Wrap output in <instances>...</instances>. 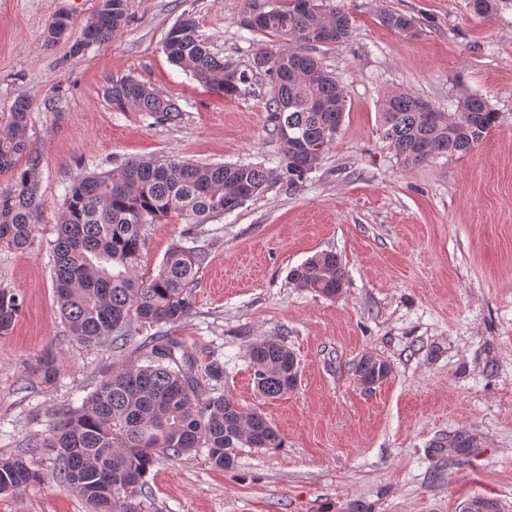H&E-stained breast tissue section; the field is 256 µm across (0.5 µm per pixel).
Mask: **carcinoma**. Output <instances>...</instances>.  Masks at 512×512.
<instances>
[{
	"instance_id": "cac0c4a2",
	"label": "carcinoma",
	"mask_w": 512,
	"mask_h": 512,
	"mask_svg": "<svg viewBox=\"0 0 512 512\" xmlns=\"http://www.w3.org/2000/svg\"><path fill=\"white\" fill-rule=\"evenodd\" d=\"M268 5L247 0L241 26L279 41L253 53L244 70L212 54L190 16L166 33L164 50L171 62L197 81L237 96L250 88L253 72H264L271 85L268 108L280 144V168L288 189L303 183L328 150L344 121L347 95L339 80L307 51L319 44L341 45L352 34V18L342 8L326 9L321 0H282ZM128 0H100L81 27L76 51L108 41L128 22ZM384 22L399 33L415 28L413 19L390 13ZM75 25L66 11L55 13L47 34L58 39ZM112 110H135L156 123L176 125L183 119L176 103L139 80L126 76L105 89ZM29 104L18 100L7 123L0 124V246L26 249L39 221L38 162L16 168L26 151ZM498 113L480 95L464 97L455 112H442L427 100L404 92L387 95L380 109L383 137L406 164L442 155H463L487 136ZM271 172L262 166L199 163L179 158H138L120 169L91 173L65 188L53 244V275L60 312L76 341L84 346L112 340L121 350L132 341V326L163 327L180 322L194 307L187 291L205 263L197 246L174 244L157 275L137 276L144 226L174 219L180 224H206L257 196ZM300 288L325 297L339 296L345 269L330 251L316 254L289 272ZM23 306L18 293L0 286V335L7 334ZM143 365L120 366L104 377L79 407L57 414L50 436L35 440L26 454L0 457V494L16 493L44 481L27 459L43 448L56 452L51 473L58 486L78 493L91 512H142L139 491L157 457L179 459L197 448L208 449L217 467L230 470L239 448H278L279 433L259 412L248 411L221 390L224 365L204 366L184 356L182 342L172 336H149ZM247 358L258 393L277 399L298 382L294 353L283 342L252 344ZM39 371L54 383L59 370L52 354ZM389 369L366 354L356 376L383 381Z\"/></svg>"
}]
</instances>
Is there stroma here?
<instances>
[{"instance_id":"obj_1","label":"stroma","mask_w":512,"mask_h":512,"mask_svg":"<svg viewBox=\"0 0 512 512\" xmlns=\"http://www.w3.org/2000/svg\"><path fill=\"white\" fill-rule=\"evenodd\" d=\"M128 3L120 32L76 53L78 32L49 41L47 21L64 10L84 23L98 0H0V123L30 100L26 154L38 160L41 203L33 246L0 250V285L24 301L0 336V457L48 436L58 412L142 356L78 344L59 312L51 243L65 187L137 158L262 165L272 173L264 192L196 226L206 262L190 288L194 308L163 332L197 362L219 359L225 393L266 416L283 445L240 449L228 471L204 448L159 458L146 478L149 512H343L353 500L371 512H463L476 498L512 512V0L485 18L470 0H323L353 19L348 42L313 51L345 87L347 109L294 190L280 171L266 76L227 97L163 50L189 14L211 52L246 68L267 40L241 28L246 0ZM394 12L414 18V34L385 24ZM126 75L175 100L182 122L113 111L104 88ZM395 90L444 112L477 93L498 122L466 154L407 165L380 131ZM182 230L146 225L140 275L157 274ZM325 251L346 272L335 298L288 278ZM272 337L299 362L297 386L275 400L257 393L247 359L252 343ZM48 351L60 368L51 385L37 373ZM366 354L390 369L370 391L354 372ZM460 433L474 440L462 460L448 446ZM32 463L47 480L0 494V512H87L50 480L51 451Z\"/></svg>"}]
</instances>
